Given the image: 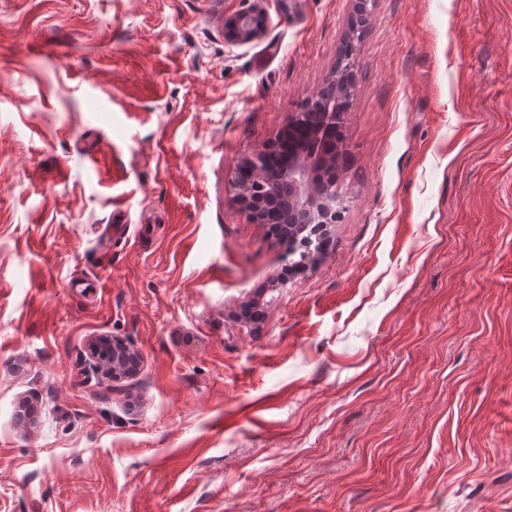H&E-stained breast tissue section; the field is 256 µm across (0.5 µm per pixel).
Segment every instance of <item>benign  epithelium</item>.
Masks as SVG:
<instances>
[{"label":"benign epithelium","instance_id":"1","mask_svg":"<svg viewBox=\"0 0 512 512\" xmlns=\"http://www.w3.org/2000/svg\"><path fill=\"white\" fill-rule=\"evenodd\" d=\"M373 0H352V11L345 36L351 37L359 25H365ZM266 16L261 8L224 19V38L247 42L263 34ZM333 76L307 96L288 114L277 138L262 149L242 155L233 171L230 186L233 202L249 223L263 222V213L275 207L281 215L279 239L292 246L293 230L313 228L318 240L329 236L347 209L348 199L338 185L347 148L336 147V134L343 131L350 108L351 92L356 87L355 65L338 62ZM296 131L300 137L288 146L287 168L273 171L266 166L268 151L281 146L283 136ZM262 304L248 303L235 317L246 334L256 332ZM90 357L97 373L112 381L129 376L139 362L138 352L120 339L97 337L91 344Z\"/></svg>","mask_w":512,"mask_h":512}]
</instances>
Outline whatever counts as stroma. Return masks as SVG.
<instances>
[{
	"label": "stroma",
	"instance_id": "35a3bbf8",
	"mask_svg": "<svg viewBox=\"0 0 512 512\" xmlns=\"http://www.w3.org/2000/svg\"><path fill=\"white\" fill-rule=\"evenodd\" d=\"M350 8L0 0V512H512V0H375L304 270L228 191ZM265 28V13L261 8L253 6L248 10L225 18L224 38L233 42H247L261 36ZM275 300L276 298L272 296L269 301H266V303L260 304V302H253L244 304V306L241 308V312L238 313L235 317L236 322L240 323V331L245 332L246 329V334L253 335L256 332L257 327L252 325L257 324L261 318V313L259 311L254 312V309L261 310L262 306L271 305L275 302ZM250 316H253L256 320H251ZM107 350L112 353L109 363L99 360L101 351ZM90 357L97 360L92 366L97 374L112 380L113 382L129 376L136 369L139 362L138 352L132 349L123 340L109 338L107 336L97 337L91 344Z\"/></svg>",
	"mask_w": 512,
	"mask_h": 512
}]
</instances>
